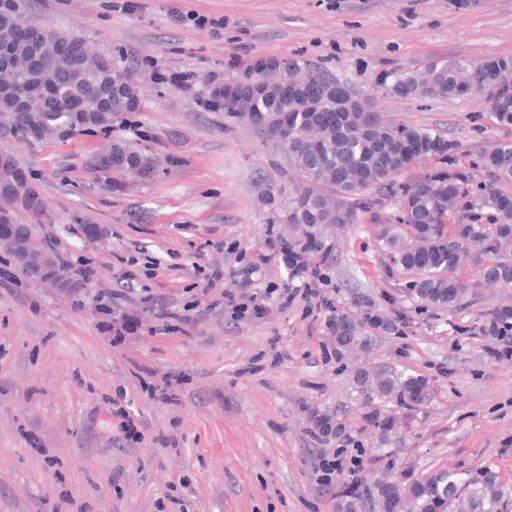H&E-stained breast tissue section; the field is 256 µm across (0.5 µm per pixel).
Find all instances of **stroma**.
I'll use <instances>...</instances> for the list:
<instances>
[{
	"label": "stroma",
	"instance_id": "stroma-1",
	"mask_svg": "<svg viewBox=\"0 0 512 512\" xmlns=\"http://www.w3.org/2000/svg\"><path fill=\"white\" fill-rule=\"evenodd\" d=\"M32 21L82 37L132 70L140 102L111 132L16 150L46 209L39 241L87 259L93 285L58 293L0 251V512H342L338 486H322L312 417L344 426L339 479H374L379 455L424 479L448 468L488 470L512 512V358L491 355L477 331L487 308H512V288H487L462 313L419 312L388 278L369 215L345 225L318 256L317 286L331 307L307 302L272 240L298 177L286 151L245 123L198 102L204 80L241 63L292 58L373 102L387 121L441 132L471 162L500 133L475 99L401 100L387 73L438 62L512 57V0H26ZM206 16L199 25L194 15ZM174 84H166V77ZM146 146L161 162L150 181L108 192L85 170L111 139ZM100 224L91 239L85 225ZM140 271L125 302L106 312L122 261ZM256 272L248 285L241 263ZM220 268L224 285L264 307L240 317L203 293L193 267ZM295 292L283 304L280 290ZM370 302L407 321L404 335L374 336L336 360L331 310ZM135 331L113 344L112 323ZM428 378L430 400L406 428L380 439L368 426L358 366ZM184 378L175 397L146 384ZM142 423L124 441L116 408Z\"/></svg>",
	"mask_w": 512,
	"mask_h": 512
}]
</instances>
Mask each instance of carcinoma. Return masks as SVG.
Listing matches in <instances>:
<instances>
[{
  "mask_svg": "<svg viewBox=\"0 0 512 512\" xmlns=\"http://www.w3.org/2000/svg\"><path fill=\"white\" fill-rule=\"evenodd\" d=\"M0 49L4 57L30 60L7 74L0 92L12 106L0 112V139L19 145L65 140L108 132L137 101L136 86L127 83L112 90V75L120 68L112 57L89 49L78 35L29 21L20 0H0ZM512 58L488 57L467 65L450 61L438 70L424 68L412 74L383 79L386 93L400 99L419 96L427 85L438 87L440 99H470L482 91L492 95L488 111L492 127L503 138L460 164L451 153L457 143L426 128L403 123L393 127L363 125V100L343 83L314 74L297 60L286 63L282 78L256 85L228 79L208 88L214 112L246 122L278 142L289 164L299 173L296 195L280 221L288 233H277L288 264L289 279L309 275V258L331 249L329 231L353 224L359 214L378 225L380 260L388 276L422 309L453 313L473 305L478 288L496 284L512 288ZM247 102L250 111L239 112ZM109 114L108 122L98 113ZM8 168L0 171V225L26 240L32 225L19 214L39 216L44 199L12 153L3 154ZM420 159L439 164L410 180L399 176ZM86 170L103 190L112 189L115 176L153 179L159 171L156 157L141 144L116 138L94 154ZM398 200V211L386 216V201ZM55 271L74 288H85L91 276L57 254ZM512 310L495 309L483 315V335L500 347L495 356L512 347V332H501ZM399 321L371 308L356 319L336 311L326 324L336 357L354 349H370L371 336L398 332ZM358 388L372 401L414 409L430 398L427 379L383 368L354 373ZM370 423L388 433L398 416L368 413ZM501 497L494 474L470 470H440L423 480H381L357 489L346 502V512H398L409 499L413 512H497Z\"/></svg>",
  "mask_w": 512,
  "mask_h": 512,
  "instance_id": "carcinoma-1",
  "label": "carcinoma"
}]
</instances>
